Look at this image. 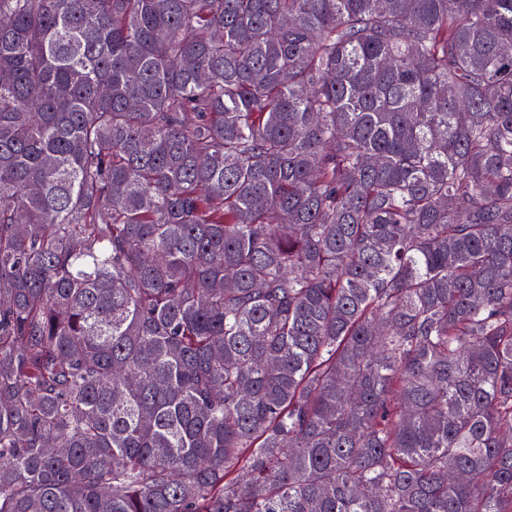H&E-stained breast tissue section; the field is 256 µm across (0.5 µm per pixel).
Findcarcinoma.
Segmentation results:
<instances>
[{
    "label": "carcinoma",
    "mask_w": 512,
    "mask_h": 512,
    "mask_svg": "<svg viewBox=\"0 0 512 512\" xmlns=\"http://www.w3.org/2000/svg\"><path fill=\"white\" fill-rule=\"evenodd\" d=\"M0 512H512V0H0Z\"/></svg>",
    "instance_id": "obj_1"
}]
</instances>
